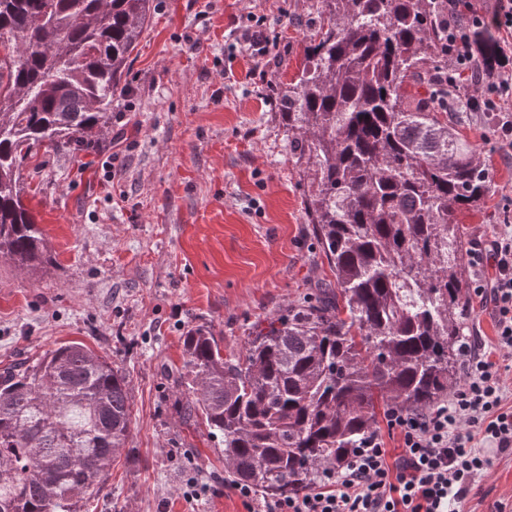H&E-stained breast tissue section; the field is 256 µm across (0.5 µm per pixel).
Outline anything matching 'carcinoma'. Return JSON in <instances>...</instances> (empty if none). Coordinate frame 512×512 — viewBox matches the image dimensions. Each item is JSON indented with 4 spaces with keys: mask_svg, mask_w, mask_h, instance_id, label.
<instances>
[{
    "mask_svg": "<svg viewBox=\"0 0 512 512\" xmlns=\"http://www.w3.org/2000/svg\"><path fill=\"white\" fill-rule=\"evenodd\" d=\"M153 0H0V258L48 261L21 168L109 127ZM319 29L276 88L334 286L251 327L226 353L203 326L183 341L185 412L224 442L232 484L297 495L340 468L397 405L431 409L464 360L465 253L458 212L489 177L448 126V0H317ZM476 63L506 64L497 28H468ZM128 378L80 343L0 373V512H77L131 433Z\"/></svg>",
    "mask_w": 512,
    "mask_h": 512,
    "instance_id": "cac0c4a2",
    "label": "carcinoma"
}]
</instances>
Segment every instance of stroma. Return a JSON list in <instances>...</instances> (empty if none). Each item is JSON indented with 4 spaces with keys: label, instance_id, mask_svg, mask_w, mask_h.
<instances>
[{
    "label": "stroma",
    "instance_id": "obj_1",
    "mask_svg": "<svg viewBox=\"0 0 512 512\" xmlns=\"http://www.w3.org/2000/svg\"><path fill=\"white\" fill-rule=\"evenodd\" d=\"M315 16V0H154L106 135L22 167L49 261L31 275L0 259V370L80 342L130 381L128 443L80 512H268L235 494L220 439L183 414L177 371L189 329L239 351L252 324L333 279L274 95ZM259 17L275 43L264 59L241 39ZM456 129L490 179L482 209L457 220L465 242L486 240L512 223V157L488 114ZM490 457L465 512H512V454ZM190 477L208 493L186 500Z\"/></svg>",
    "mask_w": 512,
    "mask_h": 512
}]
</instances>
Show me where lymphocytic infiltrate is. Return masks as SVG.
<instances>
[{"label":"lymphocytic infiltrate","instance_id":"obj_1","mask_svg":"<svg viewBox=\"0 0 512 512\" xmlns=\"http://www.w3.org/2000/svg\"><path fill=\"white\" fill-rule=\"evenodd\" d=\"M471 26L492 22L512 33V0H495L491 15L477 11L472 0H448V55L457 73L473 68L470 44L461 21ZM473 109L497 116L501 147L512 154V76H488ZM479 253L489 255L492 277H477L472 292L490 302L496 319L492 350L465 349L461 386L426 412L396 406L386 413L388 433L372 434L339 470L326 472L319 484L277 500L271 512H459L476 479L490 466L483 450L512 452V406L493 352L512 354V225L506 224Z\"/></svg>","mask_w":512,"mask_h":512}]
</instances>
